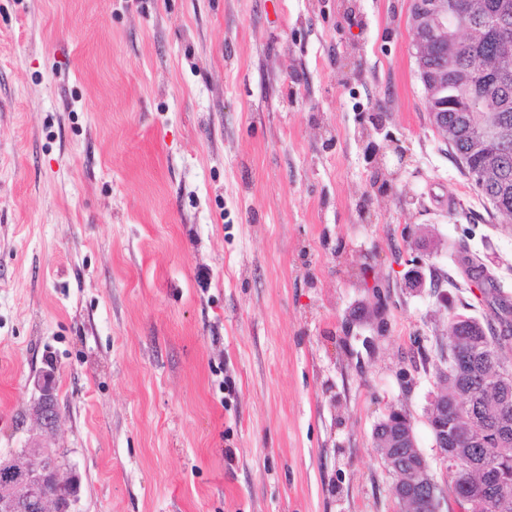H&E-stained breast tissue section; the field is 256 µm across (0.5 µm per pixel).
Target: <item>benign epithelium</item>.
Returning <instances> with one entry per match:
<instances>
[{"label":"benign epithelium","instance_id":"benign-epithelium-1","mask_svg":"<svg viewBox=\"0 0 512 512\" xmlns=\"http://www.w3.org/2000/svg\"><path fill=\"white\" fill-rule=\"evenodd\" d=\"M408 22L413 34V45L418 64L419 79L428 103L429 123L434 132L447 145L454 144V135L466 125L478 122V113L463 114L457 124H448V100L440 97L441 92L452 80L467 84L472 75L467 72L448 71V60L455 57L463 39L471 30L462 21V14L448 8V0H409ZM441 60V66L430 64L432 57ZM512 137V126L504 122L486 130L477 141L474 150H484L488 160L497 158V150L508 145ZM473 351L471 343L461 338L458 349L444 355L436 364L435 377L448 376V369L468 366ZM492 361L487 387L500 394L512 387V364L503 361L497 352L489 351ZM37 397L34 399L32 414L41 430L55 431L62 423V413L56 393L55 378L51 371H44L33 382ZM473 416L468 403L456 401L453 408V421H448V399L434 397L428 410V421H436L431 430L434 446L438 449L442 464L451 461L447 455L448 430L458 426L462 417ZM49 448H19L0 456V512H78L80 485L78 478L63 471L49 461ZM479 487L498 484L505 478L506 470L495 464L480 467ZM394 490L399 501L404 496L418 500L422 512H427L426 501L421 499L422 489L417 486L400 487L395 483Z\"/></svg>","mask_w":512,"mask_h":512}]
</instances>
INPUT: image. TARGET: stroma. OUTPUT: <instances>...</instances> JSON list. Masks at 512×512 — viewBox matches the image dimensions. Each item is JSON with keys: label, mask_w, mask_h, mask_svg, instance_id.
I'll use <instances>...</instances> for the list:
<instances>
[{"label": "stroma", "mask_w": 512, "mask_h": 512, "mask_svg": "<svg viewBox=\"0 0 512 512\" xmlns=\"http://www.w3.org/2000/svg\"><path fill=\"white\" fill-rule=\"evenodd\" d=\"M407 15L0 0V454L55 449L79 512H401L396 407L459 512L433 368L449 315L491 314L462 258L512 302V222L432 130ZM33 385L37 397L33 402L32 414L43 432H54L62 423V413L53 372L42 371L35 377Z\"/></svg>", "instance_id": "obj_1"}]
</instances>
